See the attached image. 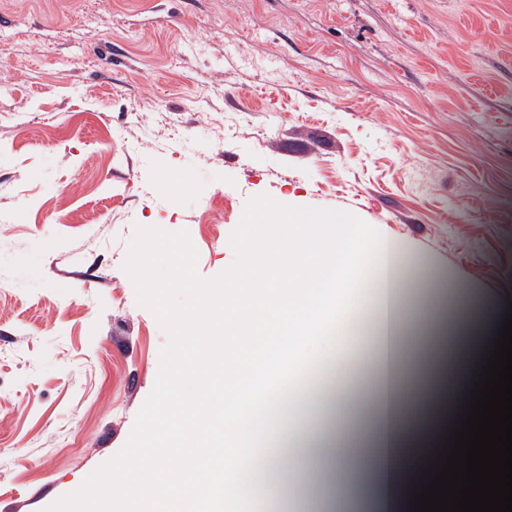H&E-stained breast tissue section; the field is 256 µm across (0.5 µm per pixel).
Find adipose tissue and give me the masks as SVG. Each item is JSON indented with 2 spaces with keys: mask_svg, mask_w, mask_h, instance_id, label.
<instances>
[{
  "mask_svg": "<svg viewBox=\"0 0 512 512\" xmlns=\"http://www.w3.org/2000/svg\"><path fill=\"white\" fill-rule=\"evenodd\" d=\"M259 216L260 223L246 226L242 261L227 284L200 292L183 311L190 322L201 317L224 320L233 331L231 346L219 353L211 349L209 337H197L198 355L157 384L158 409L160 414L171 415L175 438L193 441L182 450L181 469H171L168 456L153 445L133 449L138 464L127 478L126 493H101L86 502L87 512H181L186 500L192 512H211L207 489L189 482L187 476L211 470L215 456L198 453L195 442L209 437L214 419L237 414L247 391L279 401V394L271 390V380L301 357L303 333L325 315L333 320L334 328L321 349L319 372L289 388L288 413L271 418L269 428L257 425L239 430L235 447L223 451L225 468L240 470L246 461L258 459L266 472L281 474L279 461L268 446L275 440L285 447L306 437V430L297 425L302 417L301 402L320 397L332 404L340 398L339 385L356 363L349 347L355 336L350 318L355 314L361 316L364 329L371 331L378 345L379 403L373 435L377 462L367 482L372 508L374 512H409L415 484L401 478L394 463L402 371L399 344L406 313L418 310V297L432 294L436 281L418 275V263L399 241L375 239L359 257L362 300L332 303L331 293L352 258L345 223L273 204L263 205ZM464 320L472 326L462 354L448 349L438 323L423 325V335L437 339L432 367L444 372L458 367L463 359L480 363L484 335L497 331L502 322L498 311L475 300L457 308L452 331H459ZM218 363L224 366L220 387L212 384ZM188 378L200 388L193 412L187 417L171 414L170 402Z\"/></svg>",
  "mask_w": 512,
  "mask_h": 512,
  "instance_id": "adipose-tissue-1",
  "label": "adipose tissue"
}]
</instances>
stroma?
<instances>
[{"label": "stroma", "instance_id": "obj_1", "mask_svg": "<svg viewBox=\"0 0 512 512\" xmlns=\"http://www.w3.org/2000/svg\"><path fill=\"white\" fill-rule=\"evenodd\" d=\"M263 193L506 313L512 0H0V512L76 491L154 389L135 226L187 231L211 278ZM322 457L260 501L224 472L235 512H371L343 468L309 477Z\"/></svg>", "mask_w": 512, "mask_h": 512}]
</instances>
